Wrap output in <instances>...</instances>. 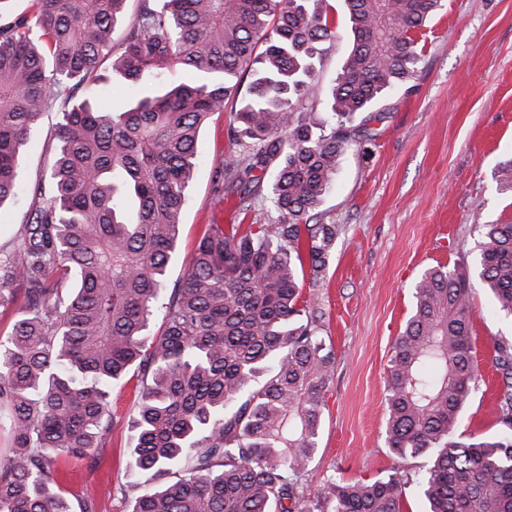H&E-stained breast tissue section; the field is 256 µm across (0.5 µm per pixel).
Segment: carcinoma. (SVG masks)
I'll list each match as a JSON object with an SVG mask.
<instances>
[{
  "instance_id": "carcinoma-1",
  "label": "carcinoma",
  "mask_w": 512,
  "mask_h": 512,
  "mask_svg": "<svg viewBox=\"0 0 512 512\" xmlns=\"http://www.w3.org/2000/svg\"><path fill=\"white\" fill-rule=\"evenodd\" d=\"M126 2L32 0L0 21V209L20 187L29 132L62 102L49 192L34 188L38 205L0 247V306L23 294L0 340V512H71L49 458L101 447L112 385L132 368L150 378L133 475L183 472L144 487L133 512H403L398 473L332 481L313 499L300 490L333 368L320 316L300 302L341 232L316 209L356 142L351 123L382 120L375 104L417 75L443 0H342L351 46L325 100L316 67L336 40L331 0H140L115 55ZM107 61L138 99L74 101ZM179 70L206 77L168 83ZM232 94L238 151L214 169L216 191L242 204L266 189L278 218L210 225L169 291L198 132ZM478 228V278L512 317V223ZM473 293L465 264L428 269L393 345L387 441L430 458L427 512H512V339L490 351L497 435L456 439L478 379Z\"/></svg>"
}]
</instances>
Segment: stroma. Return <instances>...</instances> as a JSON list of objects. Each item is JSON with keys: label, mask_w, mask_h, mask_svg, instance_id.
I'll list each match as a JSON object with an SVG mask.
<instances>
[{"label": "stroma", "mask_w": 512, "mask_h": 512, "mask_svg": "<svg viewBox=\"0 0 512 512\" xmlns=\"http://www.w3.org/2000/svg\"><path fill=\"white\" fill-rule=\"evenodd\" d=\"M425 62L414 80L381 104L386 118L375 135L340 157L334 182L318 212L342 231L316 286L303 298L321 313L319 334L334 354L318 450L302 483L308 497L329 479L372 482L407 474V512H424L417 482L424 456L398 457L386 438L385 384L396 337L414 305V286L438 265L477 264L479 224L512 222V191L496 177L512 159V0H446L428 25ZM226 104L200 128L198 175L188 191L168 287L180 284L186 265L210 225L252 224L276 211L266 196L242 210L222 197L213 169L234 152ZM58 112L45 113L23 147L27 186L0 210V245L8 244L34 200L32 187L47 182L54 161ZM473 344L481 375L465 406L461 439L497 433V376L490 348L512 337V317L477 289L472 300ZM146 385L131 370L112 389L110 427L102 447L63 462L69 477L61 492L72 512L88 503L107 512H132L140 494L131 475L137 443L134 422Z\"/></svg>", "instance_id": "35a3bbf8"}]
</instances>
